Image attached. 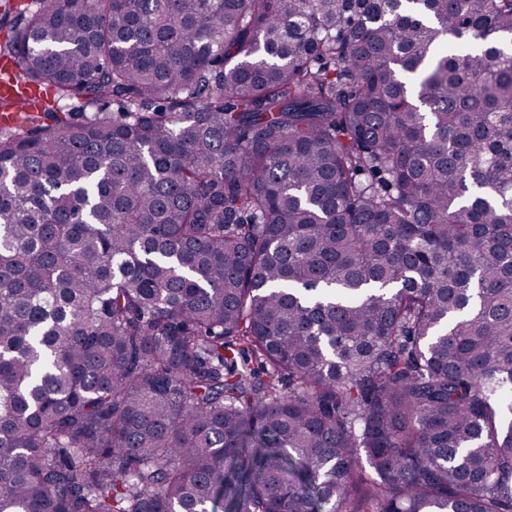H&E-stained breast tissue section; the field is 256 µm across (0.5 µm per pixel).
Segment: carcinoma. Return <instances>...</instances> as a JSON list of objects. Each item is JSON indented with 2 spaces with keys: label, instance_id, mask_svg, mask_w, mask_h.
I'll return each instance as SVG.
<instances>
[{
  "label": "carcinoma",
  "instance_id": "cac0c4a2",
  "mask_svg": "<svg viewBox=\"0 0 512 512\" xmlns=\"http://www.w3.org/2000/svg\"><path fill=\"white\" fill-rule=\"evenodd\" d=\"M11 32L0 512H512V0ZM13 66L0 67V96L10 99L14 104L13 112L0 113V127L11 128L17 124L29 119L33 116V112H15V111H29L33 107L32 100L29 97L18 96L15 92V81L13 79ZM30 125H21L11 128L13 132L21 133L29 129Z\"/></svg>",
  "mask_w": 512,
  "mask_h": 512
}]
</instances>
